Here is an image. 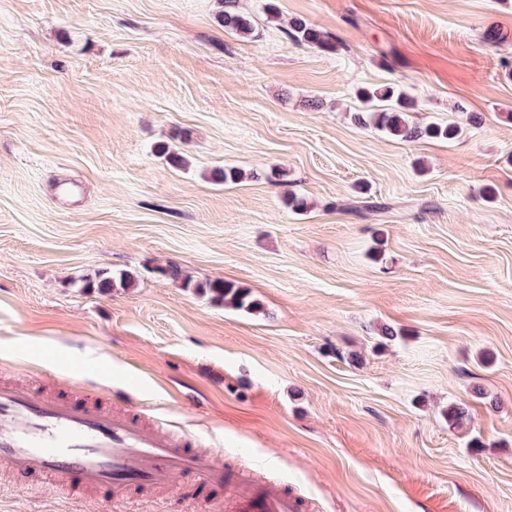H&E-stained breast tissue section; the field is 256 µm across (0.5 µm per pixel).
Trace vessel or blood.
Returning a JSON list of instances; mask_svg holds the SVG:
<instances>
[{"mask_svg": "<svg viewBox=\"0 0 512 512\" xmlns=\"http://www.w3.org/2000/svg\"><path fill=\"white\" fill-rule=\"evenodd\" d=\"M194 437L150 431L131 413L83 398L0 385V463L26 477H69L71 494H120L133 486L161 488L175 479L205 486L233 481L232 512H303L284 486L228 476Z\"/></svg>", "mask_w": 512, "mask_h": 512, "instance_id": "1", "label": "vessel or blood"}]
</instances>
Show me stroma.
<instances>
[{
    "mask_svg": "<svg viewBox=\"0 0 512 512\" xmlns=\"http://www.w3.org/2000/svg\"><path fill=\"white\" fill-rule=\"evenodd\" d=\"M238 7L250 36L222 0H0V380L132 406L308 512H512V0ZM295 18L329 47L290 40ZM394 84L410 122L461 135L355 120L357 88ZM170 262L261 311L182 288ZM101 269L135 283L81 288ZM57 488L0 473V512L231 506L191 480ZM224 29L247 35L252 32L251 21L238 10L237 0H224V12L221 15ZM158 272L172 281L180 282L183 288L205 291L211 295L212 301L224 304V308L242 310L248 313L260 308L259 303L251 297L247 289L235 286L233 283L220 279L206 281L205 283L194 281L191 276L184 274L183 269L175 263L159 267Z\"/></svg>",
    "mask_w": 512,
    "mask_h": 512,
    "instance_id": "stroma-1",
    "label": "stroma"
}]
</instances>
